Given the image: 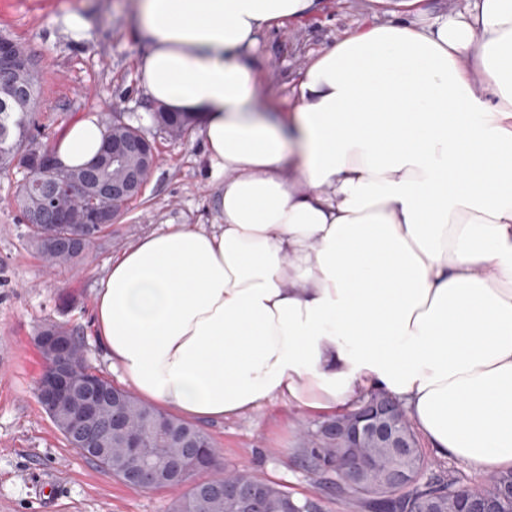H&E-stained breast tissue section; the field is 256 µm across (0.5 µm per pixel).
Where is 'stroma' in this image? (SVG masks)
Wrapping results in <instances>:
<instances>
[{
  "label": "stroma",
  "mask_w": 512,
  "mask_h": 512,
  "mask_svg": "<svg viewBox=\"0 0 512 512\" xmlns=\"http://www.w3.org/2000/svg\"><path fill=\"white\" fill-rule=\"evenodd\" d=\"M75 12L89 22L83 38L65 33L61 18ZM377 0H320L309 17L263 31L255 53L262 72L258 105L286 109L311 55L344 33L387 22ZM127 0H0V35L33 54L40 65L36 120L56 142L79 116L95 113L139 121L152 104L138 87ZM200 121L173 137L153 124L145 131L157 162L142 195L73 266L47 268L25 234L15 201L20 173H0V512H46L42 488L53 480V512H170L178 488L129 486L88 462L56 430L37 400L43 357L39 329L58 322L83 329L91 364L120 383L93 328V300L112 262L138 239L166 224L196 229L214 223L217 186L206 158ZM317 418L276 401L261 411L205 423L225 466L321 496L324 512H346L320 493L297 454Z\"/></svg>",
  "instance_id": "1"
}]
</instances>
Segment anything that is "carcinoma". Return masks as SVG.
<instances>
[{"label":"carcinoma","mask_w":512,"mask_h":512,"mask_svg":"<svg viewBox=\"0 0 512 512\" xmlns=\"http://www.w3.org/2000/svg\"><path fill=\"white\" fill-rule=\"evenodd\" d=\"M16 92L4 95L0 88V158L11 157L26 141H41L35 125L34 114L39 104L38 94L24 91L26 83L22 78L15 79ZM153 119L157 126L173 136H180L193 119L171 112H155ZM42 186L30 182L20 186L17 203L33 205L40 196ZM27 236L38 247L45 263L53 268L74 264L79 255L65 249L47 250L38 246V231L28 225ZM65 333L73 338V346L67 360L71 370L79 380H92L109 395L110 401L103 407L97 422L96 433L88 444L90 448H110L112 456L121 455L125 437L129 432L149 435L156 418L162 412L154 406L139 400L130 392L112 384V380L97 371L88 363L84 337L80 330L69 328L56 322L45 324L39 331L41 336ZM392 416L397 422L400 435L413 444L411 448L395 446L391 437L371 436L360 444V451L370 457L377 466L374 480L370 483L350 479L347 462L348 449L343 443L326 437L321 427L333 420L342 422L348 413L324 418L308 431L299 449L305 470L315 478L323 489L336 497L355 512H455L456 500L461 495L489 498L497 502L500 512H512V471L493 477L479 488L462 486L453 473H430L407 482L392 483L388 475L398 469L410 472L426 469V463L418 448V440L403 409L393 408ZM173 440L163 439L150 442L145 462L160 469L167 468L169 462L180 449L189 443L204 448L208 464L207 471H217L219 475L208 479L199 478L194 471L187 476L171 477L165 487H182L184 493L174 503L172 512H183L191 505L194 512H235L229 493L244 487H253L260 493L257 512H283V501L294 504L293 512H323L319 497L299 498L288 487L258 480L246 471H224L219 462L214 442L204 429L174 416L165 415Z\"/></svg>","instance_id":"obj_1"}]
</instances>
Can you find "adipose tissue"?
<instances>
[{"label": "adipose tissue", "mask_w": 512, "mask_h": 512, "mask_svg": "<svg viewBox=\"0 0 512 512\" xmlns=\"http://www.w3.org/2000/svg\"><path fill=\"white\" fill-rule=\"evenodd\" d=\"M313 56L278 122L250 64L317 0H132L139 87L201 119L217 221L168 225L94 297L113 368L161 409L311 415L395 397L428 448L512 470V0L423 28L420 0ZM106 126L56 144L87 164Z\"/></svg>", "instance_id": "obj_1"}]
</instances>
